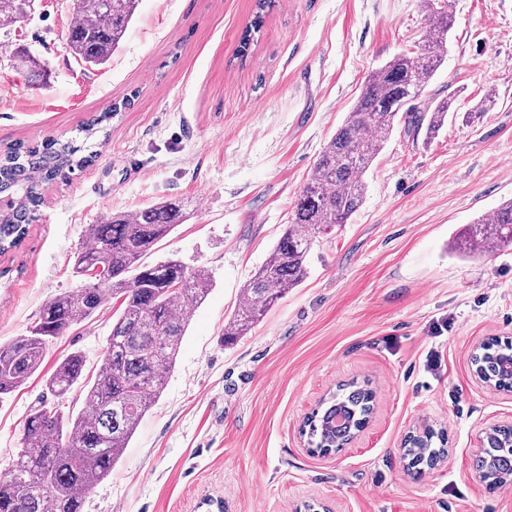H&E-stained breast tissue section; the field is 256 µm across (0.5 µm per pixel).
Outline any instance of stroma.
I'll return each instance as SVG.
<instances>
[{
    "instance_id": "obj_1",
    "label": "stroma",
    "mask_w": 512,
    "mask_h": 512,
    "mask_svg": "<svg viewBox=\"0 0 512 512\" xmlns=\"http://www.w3.org/2000/svg\"><path fill=\"white\" fill-rule=\"evenodd\" d=\"M256 0H142L101 66L65 48L72 0H34L0 29V151L77 137L94 163L44 185L19 247L0 255V343L77 287L90 225L167 199L189 215L145 255L212 279L163 392L84 512H512L473 464L485 429L512 422V391L474 375L470 354L512 339V247L450 251L512 198V0H451L448 53L426 102L451 100L434 138L400 125L369 169L363 205L318 238L304 282L230 346L224 325L288 224L304 182L371 73L425 33L420 0H274L247 56ZM41 61L27 75L15 48ZM116 301L55 340L39 371L0 399V476L22 450L45 380L73 352L95 376ZM436 354L437 372L425 368ZM369 381L365 429L337 454L308 450L303 419L337 385ZM443 430L448 453L412 479L407 436Z\"/></svg>"
}]
</instances>
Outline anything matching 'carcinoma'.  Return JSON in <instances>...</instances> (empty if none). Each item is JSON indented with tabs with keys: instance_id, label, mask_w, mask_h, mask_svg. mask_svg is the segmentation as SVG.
<instances>
[{
	"instance_id": "1",
	"label": "carcinoma",
	"mask_w": 512,
	"mask_h": 512,
	"mask_svg": "<svg viewBox=\"0 0 512 512\" xmlns=\"http://www.w3.org/2000/svg\"><path fill=\"white\" fill-rule=\"evenodd\" d=\"M32 0H0V29L24 21ZM141 0H74L66 48L84 63L102 65L119 48ZM427 22L417 50L401 52L377 68L343 123L327 142L302 188L294 217L264 264L243 285V301L224 327L223 343L244 336L264 314L307 275L306 260L319 235L347 223L363 204L364 175L394 129L409 119L434 135L448 121L449 104L420 103L428 79L444 59L450 10L448 0H421ZM269 0L240 37L245 56L263 27ZM112 119L105 112L82 127V140L47 139L36 146L15 145L0 157V253L18 247L27 226L38 219L43 185L66 180L88 167L87 151L98 126ZM185 219V205L162 201L134 213H115L89 229L90 242L73 255V273L84 283L48 301L28 334L0 345V396L20 388L41 367L49 344L91 318L110 298L120 301L94 380L82 379L84 358L65 357L46 379L53 401L33 408L25 422L23 451L0 479V512H82L86 495L112 472L141 418L158 398L172 368L192 309L209 292L202 269L190 270L168 259L152 266L143 256ZM512 245V200L489 217L480 216L448 243L454 251L494 252ZM512 358V340L491 338L474 366L490 382L507 388L503 371ZM84 394L77 415L64 411L75 386ZM368 384L351 381L323 401L303 425L312 451L341 450L363 429L373 409ZM445 436L433 429L404 442L408 466L418 470L445 456ZM495 449L477 459L476 470L489 484L512 476V461L497 449L512 446V428L493 437Z\"/></svg>"
}]
</instances>
